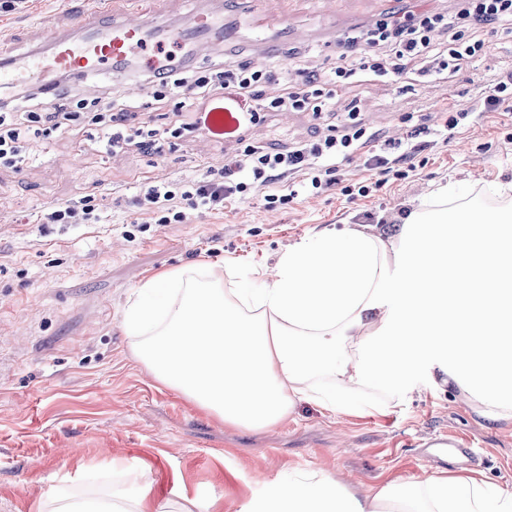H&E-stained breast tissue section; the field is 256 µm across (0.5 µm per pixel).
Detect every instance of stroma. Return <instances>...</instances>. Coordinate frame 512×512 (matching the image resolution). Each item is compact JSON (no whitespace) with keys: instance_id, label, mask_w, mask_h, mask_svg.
Returning <instances> with one entry per match:
<instances>
[{"instance_id":"obj_1","label":"stroma","mask_w":512,"mask_h":512,"mask_svg":"<svg viewBox=\"0 0 512 512\" xmlns=\"http://www.w3.org/2000/svg\"><path fill=\"white\" fill-rule=\"evenodd\" d=\"M83 0H31L27 10L0 14V50L26 54L51 31H68ZM386 9L384 0H243L224 15L226 37L186 56L179 77L226 63H261L296 81L299 71L329 72L341 63L336 39ZM481 56L424 78L385 81L356 75L322 117L294 110L264 113L233 136L167 137L161 154L128 146L105 152L92 112L82 125L31 140L24 169L0 166V512H43L49 491H86L70 474L112 485L115 472L140 473L154 494L195 501L198 512H249L269 485L319 471L365 492L392 480L423 482L458 474L512 488V431L490 424L460 402L454 389L432 383L428 365L395 395L364 388L369 410L330 412L300 403L288 421L261 432L206 418L179 393L160 386L138 363L122 328V312L145 278L182 267L237 275L255 263L273 267L299 238L371 214L374 231L390 234L388 216L430 197L440 186L467 184L483 206L499 205L491 189L512 183V140L503 117L474 115L448 145L419 154L408 178L368 197L331 190L268 211L254 197L221 214L191 211L182 224H135L131 200L140 182L190 179L223 167L245 145L278 150L332 133L353 102L365 127L405 137L434 126L441 104L471 106L487 81L512 69V25L481 31ZM79 97L109 98L131 124L170 130L188 123L175 102L155 101L147 75L99 74L73 88ZM97 194L107 217L98 224H39L52 206ZM469 439L487 462L479 467L430 466L419 446L440 433Z\"/></svg>"}]
</instances>
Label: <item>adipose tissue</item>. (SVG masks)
Returning a JSON list of instances; mask_svg holds the SVG:
<instances>
[{
  "label": "adipose tissue",
  "mask_w": 512,
  "mask_h": 512,
  "mask_svg": "<svg viewBox=\"0 0 512 512\" xmlns=\"http://www.w3.org/2000/svg\"><path fill=\"white\" fill-rule=\"evenodd\" d=\"M462 185L420 201L390 237L345 226L302 238L274 269L224 287L215 271L143 280L122 320L135 358L210 418L248 431L296 406L362 412L360 387L401 393L436 360V387L512 422V204ZM49 512H182L147 490L50 497ZM252 512H512V492L453 475L360 493L320 473L270 488Z\"/></svg>",
  "instance_id": "obj_1"
}]
</instances>
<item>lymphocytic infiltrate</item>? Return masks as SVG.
Wrapping results in <instances>:
<instances>
[{
  "label": "lymphocytic infiltrate",
  "instance_id": "obj_1",
  "mask_svg": "<svg viewBox=\"0 0 512 512\" xmlns=\"http://www.w3.org/2000/svg\"><path fill=\"white\" fill-rule=\"evenodd\" d=\"M512 23V0H455L452 12L431 8H404L373 20L356 33L342 36L338 48L342 57L351 59L353 68H336L328 88H321L316 74L305 73L300 85L284 86L281 96L262 101L258 89L276 80L272 71L257 70L245 63L230 65L221 71L198 75L193 83L166 70L155 73L153 83L157 99L175 98L179 106L194 115L196 126L206 124L207 114L199 110L192 89L210 92L213 102L233 95L245 103L240 120L256 121L265 109L288 106L321 114L332 97V86L350 78L354 70H368L375 75L398 79L409 71L420 76L439 75L449 66L479 56L483 42L479 30L502 23ZM451 36L450 43L431 40L434 29ZM52 107L46 112L30 111V124H47L57 129L76 120L86 108L85 100L75 98L60 85H53ZM101 111L109 115L103 136L109 151L121 149L132 140L151 150L156 146L154 130L128 129L123 113L105 102ZM512 113V72L506 71L489 81L477 108L443 106L433 136L449 141L456 130L466 127L474 110ZM418 131H411L408 141L385 138L356 123L344 124L337 134L318 136L286 150L246 147L243 152L225 158L217 171H206L189 180H158L141 184L133 204L144 224H181L188 211L221 212L228 207L262 195L267 208L287 207L301 196L317 197L339 189L347 197L368 196L371 189L382 187L389 178L403 179L412 168ZM25 134L19 127L14 106H0V164L14 168L27 165ZM360 156L374 183L348 184L342 165Z\"/></svg>",
  "mask_w": 512,
  "mask_h": 512
}]
</instances>
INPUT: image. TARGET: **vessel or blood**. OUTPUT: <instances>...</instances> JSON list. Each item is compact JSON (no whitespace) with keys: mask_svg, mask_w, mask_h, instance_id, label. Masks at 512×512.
Returning a JSON list of instances; mask_svg holds the SVG:
<instances>
[{"mask_svg":"<svg viewBox=\"0 0 512 512\" xmlns=\"http://www.w3.org/2000/svg\"><path fill=\"white\" fill-rule=\"evenodd\" d=\"M105 15V8L88 6L74 27L54 35L45 49L18 56L0 53V79L45 86L50 76L58 74L85 78L105 69L119 72L144 55L152 68H166L175 61L167 45L196 50L224 37L220 7L193 13L166 28L134 10L119 22L106 20ZM431 445L467 462L478 459L475 449L454 435L433 439Z\"/></svg>","mask_w":512,"mask_h":512,"instance_id":"1","label":"vessel or blood"}]
</instances>
